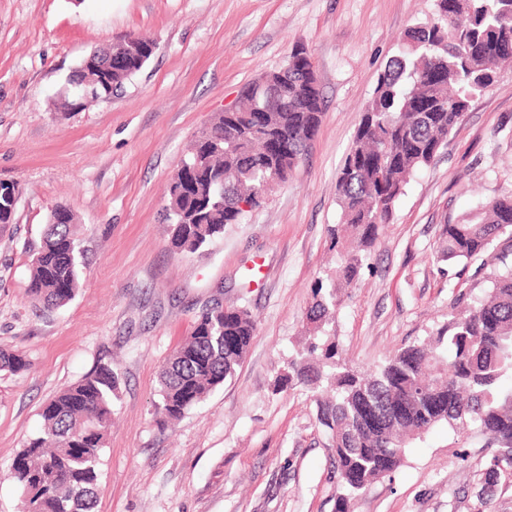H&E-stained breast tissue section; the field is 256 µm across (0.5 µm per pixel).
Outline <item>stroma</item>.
Returning a JSON list of instances; mask_svg holds the SVG:
<instances>
[{"label": "stroma", "instance_id": "stroma-1", "mask_svg": "<svg viewBox=\"0 0 512 512\" xmlns=\"http://www.w3.org/2000/svg\"><path fill=\"white\" fill-rule=\"evenodd\" d=\"M434 0H0V182L16 184L0 234V512H22L11 462L39 410L96 364L119 376L96 512H335L327 432L304 387L278 392L305 334L315 280L336 265V176L379 73ZM130 33L155 51L118 95L59 109L68 74ZM315 67L324 112L287 183L204 249L169 248L165 191L199 131L295 44ZM512 192V67L477 97L418 170L326 330L353 367L436 335L456 296L479 298L476 264L442 260L443 224ZM76 217L79 288L64 306L27 287L51 210ZM243 305L257 323L243 363L173 430L155 424L161 365L203 310ZM493 451L445 425L361 491L350 512H512V484L484 486Z\"/></svg>", "mask_w": 512, "mask_h": 512}]
</instances>
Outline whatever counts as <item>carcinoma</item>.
I'll use <instances>...</instances> for the list:
<instances>
[{
    "mask_svg": "<svg viewBox=\"0 0 512 512\" xmlns=\"http://www.w3.org/2000/svg\"><path fill=\"white\" fill-rule=\"evenodd\" d=\"M435 7L438 20L408 28L402 50L379 74L337 176L342 223L328 229L331 245L345 231L356 246L340 254L330 285H313L306 321L316 329L335 317L340 289L368 266L369 249L415 172L434 161L462 111L493 84L486 64L512 62V0H435ZM307 66L288 56L283 75H262L278 80L273 101L254 81L240 93L237 121L221 112L196 137L185 163L203 156L204 170L192 183L176 173L168 189L172 250L196 252L241 223L246 213L235 197L254 196L280 166L305 155L323 115ZM143 67L131 55L112 63V83L123 85ZM16 206L14 192L0 184V232L14 223ZM53 214L58 223L46 225L28 285L33 305L47 309L75 296L81 256L73 214L65 207ZM440 237L448 261L479 259L491 267L484 297L451 306L436 336L367 373L350 366L331 337L304 336L277 381L280 392L304 386L312 393L333 450L335 512H349L353 495L395 472L409 441L437 425L475 428L494 456L512 455V193L488 200L467 223L443 225ZM255 332L245 307L202 311L161 368L154 411L160 431L234 375ZM27 366L23 355L0 351V371L19 374ZM118 385L112 366L100 362L42 407L39 433L12 462L24 512H94Z\"/></svg>",
    "mask_w": 512,
    "mask_h": 512,
    "instance_id": "1",
    "label": "carcinoma"
}]
</instances>
